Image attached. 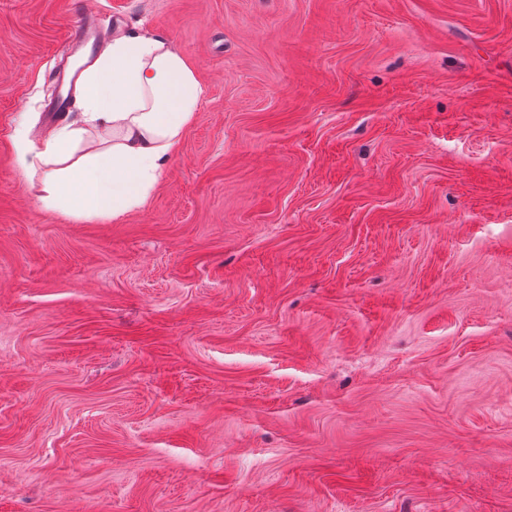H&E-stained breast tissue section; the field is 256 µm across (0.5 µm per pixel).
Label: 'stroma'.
Returning a JSON list of instances; mask_svg holds the SVG:
<instances>
[{
	"instance_id": "stroma-1",
	"label": "stroma",
	"mask_w": 512,
	"mask_h": 512,
	"mask_svg": "<svg viewBox=\"0 0 512 512\" xmlns=\"http://www.w3.org/2000/svg\"><path fill=\"white\" fill-rule=\"evenodd\" d=\"M83 5L207 95L42 210L74 17L0 0V512H512V0ZM77 78L78 74L76 71L71 72L63 70L56 75L55 81L59 87V92L50 100H48L43 111L47 112V116L50 120L60 119L63 115H65V112H68L70 105L69 91L75 85ZM66 86L69 87V90L65 95L63 88Z\"/></svg>"
}]
</instances>
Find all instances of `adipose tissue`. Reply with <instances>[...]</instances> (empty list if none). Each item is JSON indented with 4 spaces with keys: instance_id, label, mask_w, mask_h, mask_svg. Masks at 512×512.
I'll return each mask as SVG.
<instances>
[{
    "instance_id": "ef3b65f1",
    "label": "adipose tissue",
    "mask_w": 512,
    "mask_h": 512,
    "mask_svg": "<svg viewBox=\"0 0 512 512\" xmlns=\"http://www.w3.org/2000/svg\"><path fill=\"white\" fill-rule=\"evenodd\" d=\"M205 94L195 66L166 38H115L83 73L80 124L33 151L41 208L106 222L146 207Z\"/></svg>"
}]
</instances>
